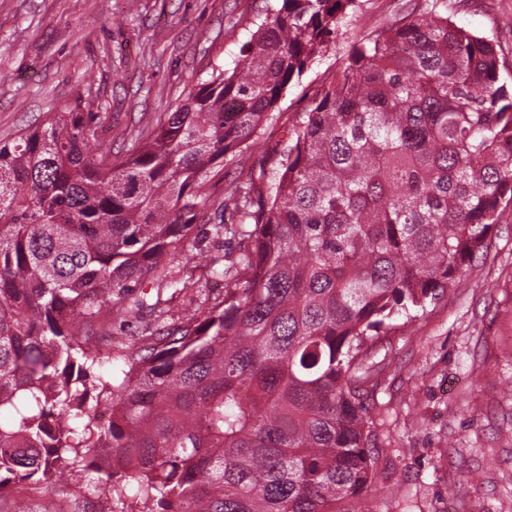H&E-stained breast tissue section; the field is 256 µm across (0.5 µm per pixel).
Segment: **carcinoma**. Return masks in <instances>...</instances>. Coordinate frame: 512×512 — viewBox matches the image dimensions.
Listing matches in <instances>:
<instances>
[{"label": "carcinoma", "instance_id": "cac0c4a2", "mask_svg": "<svg viewBox=\"0 0 512 512\" xmlns=\"http://www.w3.org/2000/svg\"><path fill=\"white\" fill-rule=\"evenodd\" d=\"M356 2L266 6L242 62L122 156L68 107L0 140V496L92 471L138 512H358L376 337L454 286L512 203L492 41L437 0L361 37L287 156L232 189L248 247L214 271L224 296L176 318L192 275L163 278L224 159ZM105 307L140 323L138 351H112Z\"/></svg>", "mask_w": 512, "mask_h": 512}]
</instances>
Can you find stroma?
Returning <instances> with one entry per match:
<instances>
[{"instance_id":"1","label":"stroma","mask_w":512,"mask_h":512,"mask_svg":"<svg viewBox=\"0 0 512 512\" xmlns=\"http://www.w3.org/2000/svg\"><path fill=\"white\" fill-rule=\"evenodd\" d=\"M448 17L490 37L512 83V0H447ZM265 0H0V139L66 107L106 115L103 149L124 150L193 85L230 70ZM401 0H358L326 51L293 78L260 143L224 165V178L182 241L176 263H230L245 246L213 238L237 219L230 186L277 163L295 126L361 35L399 22ZM374 484L364 512H512V204L455 286L412 320L398 318L370 358ZM32 512H108L87 482L27 488Z\"/></svg>"}]
</instances>
